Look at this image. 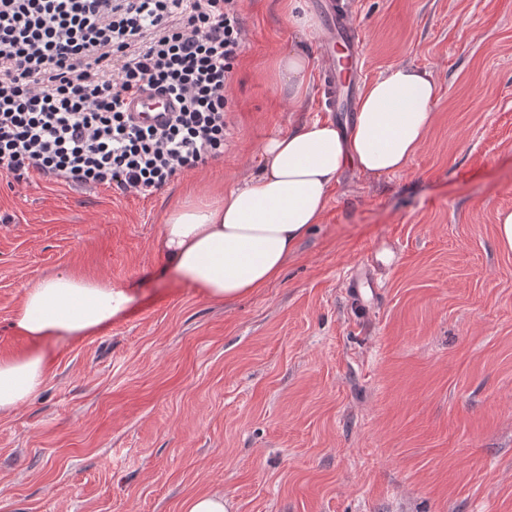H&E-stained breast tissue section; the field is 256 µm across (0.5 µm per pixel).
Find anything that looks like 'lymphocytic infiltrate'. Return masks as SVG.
<instances>
[{
  "label": "lymphocytic infiltrate",
  "instance_id": "lymphocytic-infiltrate-1",
  "mask_svg": "<svg viewBox=\"0 0 512 512\" xmlns=\"http://www.w3.org/2000/svg\"><path fill=\"white\" fill-rule=\"evenodd\" d=\"M237 0H0V173L152 194L224 155ZM174 96L160 128L125 100Z\"/></svg>",
  "mask_w": 512,
  "mask_h": 512
}]
</instances>
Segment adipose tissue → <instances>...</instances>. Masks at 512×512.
Returning a JSON list of instances; mask_svg holds the SVG:
<instances>
[{
  "label": "adipose tissue",
  "instance_id": "adipose-tissue-1",
  "mask_svg": "<svg viewBox=\"0 0 512 512\" xmlns=\"http://www.w3.org/2000/svg\"><path fill=\"white\" fill-rule=\"evenodd\" d=\"M438 92L430 72L395 66L365 85L348 130L314 120L269 139L255 175L220 198L187 197L166 212L154 247L167 270L224 303L278 280L347 166L373 177L407 166ZM136 300L132 288L67 270L28 282L11 324L25 348L0 357V416L42 392L53 345L101 331Z\"/></svg>",
  "mask_w": 512,
  "mask_h": 512
}]
</instances>
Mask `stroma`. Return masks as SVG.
Here are the masks:
<instances>
[{"label": "stroma", "mask_w": 512, "mask_h": 512, "mask_svg": "<svg viewBox=\"0 0 512 512\" xmlns=\"http://www.w3.org/2000/svg\"><path fill=\"white\" fill-rule=\"evenodd\" d=\"M289 0H238L246 44L224 156L149 195L0 175V356L28 280L132 285L128 316L51 352L42 393L0 418V512H512V0H350L362 83L398 65L439 94L407 167L338 178L280 279L231 304L164 275L153 240L186 194L259 170L270 137L321 119L320 33ZM306 49L303 103L274 73ZM399 260L358 306L347 272ZM228 502L217 493H200L189 498L184 505L185 512H227Z\"/></svg>", "instance_id": "stroma-1"}]
</instances>
